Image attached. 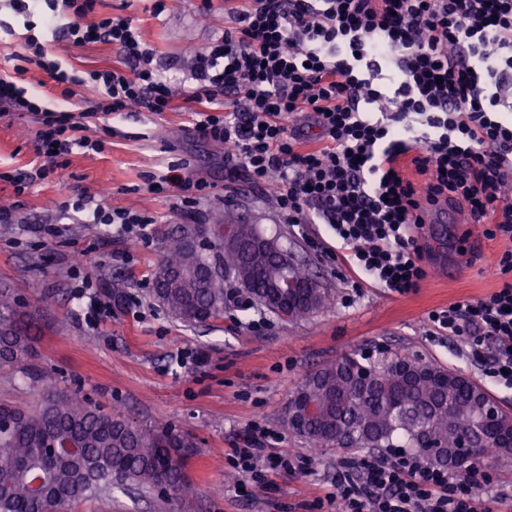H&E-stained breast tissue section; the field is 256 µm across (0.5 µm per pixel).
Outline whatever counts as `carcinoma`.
<instances>
[{
  "mask_svg": "<svg viewBox=\"0 0 512 512\" xmlns=\"http://www.w3.org/2000/svg\"><path fill=\"white\" fill-rule=\"evenodd\" d=\"M225 219L211 224H182L154 275V297L186 326H198L224 314V280L231 278L263 310L277 314L275 289L269 284L288 278L304 284L288 308L287 322H297L324 308L326 292L310 274L307 261L267 237L256 224L239 225L238 246L224 247ZM45 302L32 289L18 301L0 291V344L17 354L0 353V366L26 375L32 369L31 340L41 331L31 308ZM450 374L433 363L394 357L366 364L356 352L323 364L292 393L294 402L310 394L320 406L318 418L291 431L307 445L350 449L409 448L422 462L435 466L428 444L453 449L464 433L512 432V419H498L488 430L475 384L466 376L442 385L424 374ZM190 455L193 438L137 425L118 411L91 404L77 391L49 392L33 406L0 402V512H68L75 502L112 499V492L168 488L174 495L187 481L169 465L171 451ZM501 454L496 442L483 454L456 460L455 469Z\"/></svg>",
  "mask_w": 512,
  "mask_h": 512,
  "instance_id": "cac0c4a2",
  "label": "carcinoma"
}]
</instances>
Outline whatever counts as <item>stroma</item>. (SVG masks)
<instances>
[{"label": "stroma", "mask_w": 512, "mask_h": 512, "mask_svg": "<svg viewBox=\"0 0 512 512\" xmlns=\"http://www.w3.org/2000/svg\"><path fill=\"white\" fill-rule=\"evenodd\" d=\"M199 3L167 0L159 14L154 0H100L97 14L131 19L177 86L189 84L195 52L224 30V0H212L205 15ZM24 22L8 0H0V74L13 72L25 53ZM49 49L79 75L111 66L117 57L106 44L74 48L58 38ZM194 123L193 112L180 107L158 115L90 116L82 134L105 137L102 152L74 148L62 178L36 181L20 195L0 183V209L13 214L12 223H0V288L22 297L32 284L40 285L44 326L32 342L33 365L46 374L36 382L0 368V401L31 404L48 385L77 389L135 422L172 428L196 442L185 466L191 487L186 495L116 492L111 503L79 502L71 512H327L345 460L368 451L308 448L289 430L285 409L307 374L352 351L375 359L410 357L461 372L512 410V388L486 376L463 341L436 334L427 320L431 310L499 288L502 279L494 266L511 242L487 239L470 223L452 224L443 242L426 240L428 275L416 290L400 295L358 285L335 257L339 244L327 225L300 230L281 223L271 193L251 187L244 177H229L223 145L200 136ZM38 127L39 117L31 112L0 117V171H32L42 164ZM180 164L186 176L208 183L191 214L177 198L157 197L143 183L144 175H161ZM82 194L107 207L152 212L150 245L115 236L111 227L74 212L71 203ZM217 214L286 235L309 258L314 279L329 291L330 306L305 321L285 322L248 304L245 291L228 280L223 317L196 327L173 319L152 291L164 242L179 225L206 224ZM44 224L54 235L38 234ZM78 260L86 263L98 297L110 304L94 325L85 318L89 300L74 275ZM116 288L123 292L118 303L112 299ZM198 350L207 355L200 364L193 359ZM253 424L278 436V451L307 458L309 471L273 474L267 487L252 486L233 468L230 450Z\"/></svg>", "instance_id": "1"}]
</instances>
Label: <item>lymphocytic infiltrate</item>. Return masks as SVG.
Segmentation results:
<instances>
[{
    "mask_svg": "<svg viewBox=\"0 0 512 512\" xmlns=\"http://www.w3.org/2000/svg\"><path fill=\"white\" fill-rule=\"evenodd\" d=\"M98 0H11L33 16L47 6L71 46L108 44L116 64L76 75L62 70L35 35L27 63L51 76L78 110L48 107L12 76L0 77V113L39 112L36 143L45 162L35 173H0L23 193L34 179L62 177L72 146L98 153L99 139L79 137L89 113L138 107L171 110L175 98L197 117L202 137L224 144L225 171L265 187L285 224L328 225L359 279L405 294L426 276L417 233L420 215L446 205L466 209L488 239L512 241V0H224L223 35L194 55L191 87L175 90L156 52L132 21L95 17ZM391 67L392 89L376 78ZM316 145L301 146L305 127ZM423 175L407 178L406 167ZM148 191L195 209L206 184L173 166L145 177ZM117 235L148 241L150 214L105 208L94 197L72 203ZM497 272L500 288L431 311L439 332L491 348L489 372L512 386V248ZM271 433L248 428L233 464L256 485L268 472L297 465L272 452ZM466 478L393 449L355 460L336 498L342 512H499Z\"/></svg>",
    "mask_w": 512,
    "mask_h": 512,
    "instance_id": "1",
    "label": "lymphocytic infiltrate"
}]
</instances>
